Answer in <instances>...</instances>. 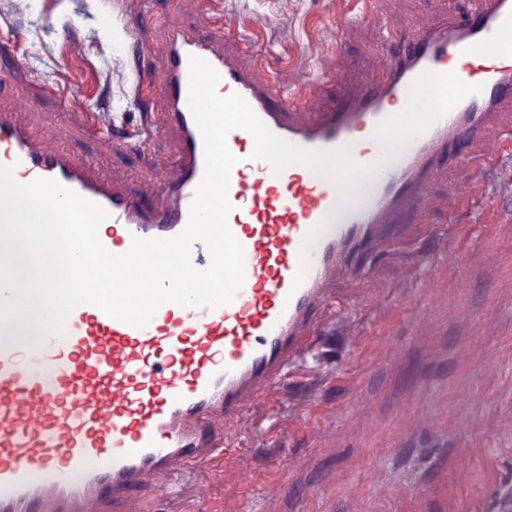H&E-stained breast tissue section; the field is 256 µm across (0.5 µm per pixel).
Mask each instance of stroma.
I'll return each instance as SVG.
<instances>
[{"label": "stroma", "mask_w": 512, "mask_h": 512, "mask_svg": "<svg viewBox=\"0 0 512 512\" xmlns=\"http://www.w3.org/2000/svg\"><path fill=\"white\" fill-rule=\"evenodd\" d=\"M138 0H0V30L16 36L0 65V113L28 93L27 75L69 90L34 97L27 118L46 144L66 141L80 158L97 142L85 115L140 127L161 95L138 82L164 56V29L196 17L152 0L160 22L150 46L132 29ZM227 29L247 35L270 69L296 82L334 70L332 96L358 88L380 66L379 28L411 29L465 0H202ZM175 149L174 133L149 148L115 146L113 181L151 207L146 185ZM474 178L472 211L449 218L453 183ZM420 219L400 217L367 272L335 282L348 313L317 337L274 406L257 405L241 430L246 465L224 480V460L193 467L179 496L144 485L127 512H499L512 498V159L478 174L452 171L431 188ZM488 217L482 237L459 228Z\"/></svg>", "instance_id": "35a3bbf8"}]
</instances>
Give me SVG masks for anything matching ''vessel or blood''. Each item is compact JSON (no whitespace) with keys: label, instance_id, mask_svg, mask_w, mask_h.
I'll return each mask as SVG.
<instances>
[{"label":"vessel or blood","instance_id":"vessel-or-blood-1","mask_svg":"<svg viewBox=\"0 0 512 512\" xmlns=\"http://www.w3.org/2000/svg\"><path fill=\"white\" fill-rule=\"evenodd\" d=\"M198 23L165 33L166 55L146 88L160 87L163 124L148 121L127 137L147 145L160 129L176 133L178 152L162 168L155 203L96 173L97 158L78 161L45 148L24 101L0 115V166L17 183L54 179L110 213L99 239L110 252L129 250L133 237L168 238L187 224L204 174L200 132L188 108L189 59L206 60L220 75L218 95L240 94L260 121L283 140L316 152L350 145L353 158L374 163L378 125L406 107L423 72L455 73L477 86L415 138L376 178L364 181L354 204L337 206L332 183L314 169L292 165L274 173L254 157L255 140L232 131L238 158L229 182L234 209L228 226L244 248L243 286L232 303L211 309L162 305L137 328L91 304L74 308L64 335L35 344L17 322L0 325V512H103L130 497L147 478L172 480L189 467L234 447L250 409L272 400L292 365L311 350L336 311L332 283L340 272L364 269L381 249L386 225L405 212H424L431 185L449 166H496L512 153V133L491 151H475L503 110L512 111V0H470V23L455 15L412 33L385 28L384 56L367 87L325 105L326 83L287 88L262 62L244 63L249 42L225 36L221 19L200 0H176ZM326 224L301 285L293 279L311 228Z\"/></svg>","mask_w":512,"mask_h":512}]
</instances>
